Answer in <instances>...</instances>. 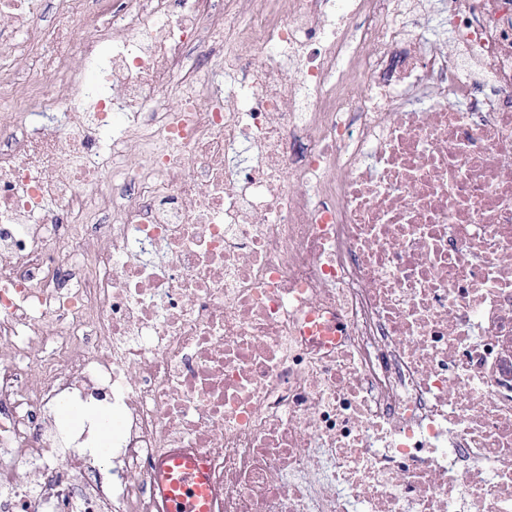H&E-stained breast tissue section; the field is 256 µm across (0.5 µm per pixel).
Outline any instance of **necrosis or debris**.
<instances>
[{
    "mask_svg": "<svg viewBox=\"0 0 512 512\" xmlns=\"http://www.w3.org/2000/svg\"><path fill=\"white\" fill-rule=\"evenodd\" d=\"M242 1L0 0V512H512V0ZM155 490L168 512H209L210 486L205 464L180 451L157 460Z\"/></svg>",
    "mask_w": 512,
    "mask_h": 512,
    "instance_id": "necrosis-or-debris-1",
    "label": "necrosis or debris"
}]
</instances>
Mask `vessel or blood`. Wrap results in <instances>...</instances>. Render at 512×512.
<instances>
[{
	"instance_id": "b4317fda",
	"label": "vessel or blood",
	"mask_w": 512,
	"mask_h": 512,
	"mask_svg": "<svg viewBox=\"0 0 512 512\" xmlns=\"http://www.w3.org/2000/svg\"><path fill=\"white\" fill-rule=\"evenodd\" d=\"M154 487L168 512H209L210 486L206 466L179 451L160 457Z\"/></svg>"
}]
</instances>
